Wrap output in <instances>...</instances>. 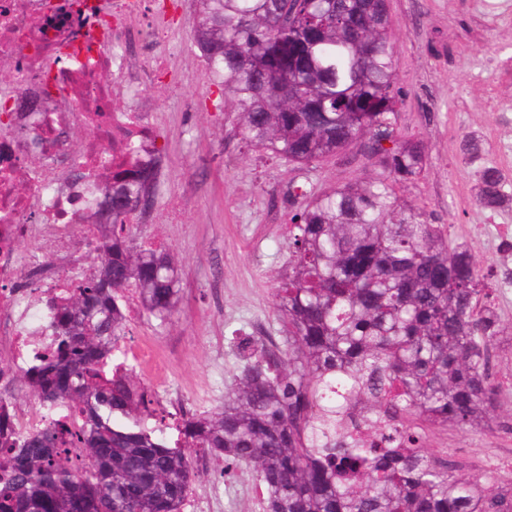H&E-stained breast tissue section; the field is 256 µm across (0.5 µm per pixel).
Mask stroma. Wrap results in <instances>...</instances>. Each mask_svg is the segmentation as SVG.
<instances>
[{
    "instance_id": "35a3bbf8",
    "label": "stroma",
    "mask_w": 512,
    "mask_h": 512,
    "mask_svg": "<svg viewBox=\"0 0 512 512\" xmlns=\"http://www.w3.org/2000/svg\"><path fill=\"white\" fill-rule=\"evenodd\" d=\"M402 90L397 128L423 140L429 162L423 175L399 189L429 223L467 244L482 271L512 267L498 228L512 226V202L489 213L475 204L476 168L462 159L464 136L483 144V164L497 167L512 195V0H389ZM190 0H175L162 61L136 59L151 72L137 94L118 74H108L121 105L146 106L161 151L164 179L152 209L138 216L139 242L169 245L179 261L178 312L157 326L128 293L126 344L151 343L157 356L141 375L157 410L182 405L198 413L224 401L241 362L232 347L255 333L284 330L273 297V272L288 262L287 224L295 202L289 186L321 193L364 178L369 168L359 146L300 169L247 148L233 130L235 105L221 100L191 44ZM496 310L507 328L495 347V378L504 408L484 430L427 429L425 444L454 458L470 478L512 482V286ZM184 512H263L265 496L245 467L225 470L205 460Z\"/></svg>"
}]
</instances>
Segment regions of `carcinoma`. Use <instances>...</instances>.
I'll use <instances>...</instances> for the list:
<instances>
[{
    "mask_svg": "<svg viewBox=\"0 0 512 512\" xmlns=\"http://www.w3.org/2000/svg\"><path fill=\"white\" fill-rule=\"evenodd\" d=\"M193 44L247 146L303 168L360 143L375 171L303 198L288 225V273L274 287L285 336L236 346L242 368L204 416H157L121 360L126 291L160 327L179 273L136 242L153 168L112 174V232L89 244L94 272L43 299L52 345L26 374L46 429L0 435V512H182L201 478L187 448L250 468L264 512H512V485L455 473L424 446L427 426L478 429L501 408L491 371L503 328L463 244L404 203L422 141L401 137L388 0H194ZM390 146H385V143ZM463 160L482 143L462 141ZM477 205L498 210L501 171L477 169ZM72 415L56 416L59 406ZM156 418L155 426L145 420Z\"/></svg>",
    "mask_w": 512,
    "mask_h": 512,
    "instance_id": "1",
    "label": "carcinoma"
}]
</instances>
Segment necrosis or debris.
Here are the masks:
<instances>
[{"label": "necrosis or debris", "mask_w": 512, "mask_h": 512, "mask_svg": "<svg viewBox=\"0 0 512 512\" xmlns=\"http://www.w3.org/2000/svg\"><path fill=\"white\" fill-rule=\"evenodd\" d=\"M141 0H0V64L13 79L0 85V399L14 432H38L37 404L13 401L33 359L52 342L50 315L22 288L23 269L66 292L91 239L89 225L66 223L76 207L91 209L103 173L149 162L148 119L112 106L100 75L124 69L112 29L138 12ZM76 127L90 138L74 148Z\"/></svg>", "instance_id": "obj_1"}]
</instances>
